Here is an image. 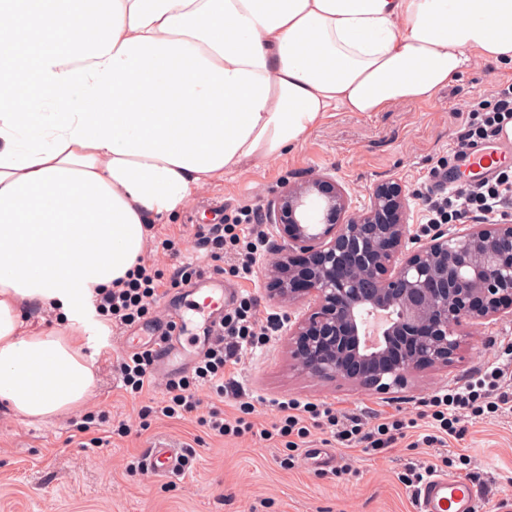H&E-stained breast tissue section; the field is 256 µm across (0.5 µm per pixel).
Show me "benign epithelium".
<instances>
[{
  "instance_id": "1",
  "label": "benign epithelium",
  "mask_w": 512,
  "mask_h": 512,
  "mask_svg": "<svg viewBox=\"0 0 512 512\" xmlns=\"http://www.w3.org/2000/svg\"><path fill=\"white\" fill-rule=\"evenodd\" d=\"M406 211L403 188L384 183L353 212L328 175L268 202L280 244L265 271L267 296L310 305L288 324L302 373L387 393L459 361L467 328L512 318V224L419 235Z\"/></svg>"
}]
</instances>
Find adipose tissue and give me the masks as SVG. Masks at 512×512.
<instances>
[{
	"mask_svg": "<svg viewBox=\"0 0 512 512\" xmlns=\"http://www.w3.org/2000/svg\"><path fill=\"white\" fill-rule=\"evenodd\" d=\"M512 64V0H0V405L48 421L95 374L74 325L147 225L328 113ZM64 327L34 333L30 309Z\"/></svg>",
	"mask_w": 512,
	"mask_h": 512,
	"instance_id": "ef3b65f1",
	"label": "adipose tissue"
}]
</instances>
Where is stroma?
Segmentation results:
<instances>
[{"instance_id":"obj_1","label":"stroma","mask_w":512,"mask_h":512,"mask_svg":"<svg viewBox=\"0 0 512 512\" xmlns=\"http://www.w3.org/2000/svg\"><path fill=\"white\" fill-rule=\"evenodd\" d=\"M512 67L474 57L472 66L427 102H401L379 112H331L304 141L281 157L248 164L215 181L172 221L154 227L157 236L191 240L196 225L216 224L225 209L243 204L265 206L285 183L315 175L335 178L354 209L365 208L378 184H400L408 196L407 222L419 227L421 202L429 188L430 168H446L457 184L469 175L448 153L462 130L463 106L490 96ZM83 353L95 373L85 410L105 411L112 421L135 423L142 399L162 395L161 384L132 399L114 365L121 356L118 338L100 341L91 325L80 329ZM512 337V319L471 328L464 359L446 370L412 376L392 396L342 381H320L295 370L287 337L277 333L265 346L242 353L230 370L242 400L252 403L254 422L271 426L284 400L323 402L334 408L373 417L396 411L414 417L420 398L462 385L484 363L502 354ZM71 411L35 423L0 408V512H416L412 491L401 481L410 462L426 457L417 445L419 428L407 429L388 451L372 455L329 440L312 428L304 447L286 465L280 438L260 441L211 435L196 420H157L145 430L112 436L108 448H80L73 436ZM463 436L449 439L447 471L460 474L471 467L479 475L482 512H495L499 499L512 495V421L491 415L467 417ZM195 444L196 456L176 479L159 478L136 463L157 440ZM328 447L336 463L350 468L349 478L316 469L309 449Z\"/></svg>"}]
</instances>
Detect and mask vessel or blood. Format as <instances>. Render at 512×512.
Listing matches in <instances>:
<instances>
[{"mask_svg":"<svg viewBox=\"0 0 512 512\" xmlns=\"http://www.w3.org/2000/svg\"><path fill=\"white\" fill-rule=\"evenodd\" d=\"M512 154V138L500 136L494 147H476L467 156L465 164L477 176H492L498 167L497 157ZM191 293L201 294L202 302L186 307L179 316V332L173 336L162 335L154 327L144 328L140 334L126 335L123 348L131 351L148 345L155 349L154 370L166 378L180 377L201 354L200 348L188 349L180 342L186 332L202 331L204 342H211L218 332L219 315L234 295L226 288L222 276L213 272L203 273L189 287ZM184 452L170 442L154 443L146 454L144 466L151 474L173 478L181 476ZM413 497L417 512H480L476 488L467 480L443 473L427 475L414 489Z\"/></svg>","mask_w":512,"mask_h":512,"instance_id":"obj_1","label":"vessel or blood"}]
</instances>
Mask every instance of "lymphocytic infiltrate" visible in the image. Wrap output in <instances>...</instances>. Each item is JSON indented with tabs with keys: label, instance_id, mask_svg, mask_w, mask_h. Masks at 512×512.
<instances>
[{
	"label": "lymphocytic infiltrate",
	"instance_id": "1",
	"mask_svg": "<svg viewBox=\"0 0 512 512\" xmlns=\"http://www.w3.org/2000/svg\"><path fill=\"white\" fill-rule=\"evenodd\" d=\"M512 123V80L498 84L490 98L482 100L468 111L463 130L457 136L452 152L464 158L477 145L494 143L507 124ZM424 218L427 224L463 223L475 218L486 224H496L512 213V167H500L489 179L464 188L446 190L438 186L424 199ZM257 210L244 205L236 208L222 224L199 225L192 250L194 259L183 262L171 276H164L153 256L174 250L171 238H148L152 255L139 258L127 278L116 280L108 288L94 289L87 307L95 321L107 327H129L152 314L158 304L162 283L178 288L189 283L199 271V259L213 262L214 272L225 271L241 279H252L254 268L265 253V238L256 221ZM284 325L281 316H260L249 299H242L226 310L223 335L204 353L191 375L168 381L161 399L150 401L139 410L141 421L196 417L210 432L226 437L253 434L269 440L280 437L289 451H296L310 434L311 426L326 428L332 438L345 447L358 445L374 453L387 451L406 429L415 427V420L394 414L376 415L374 422L356 413L342 412L327 404L296 402L279 403L281 415L272 429H256L250 416L251 403L239 405L240 414L225 419L218 409L200 414L198 392L208 390L216 395L236 393L237 386L224 377L227 364L237 360L245 349L264 344ZM423 415L431 431L422 438L431 455L411 465L404 477L407 486H415L424 475L435 471L445 462L442 453L447 436L456 434L465 417H480L490 413L497 416L512 414V360L495 361L476 370L462 386L446 393L432 395L423 402Z\"/></svg>",
	"mask_w": 512,
	"mask_h": 512
}]
</instances>
